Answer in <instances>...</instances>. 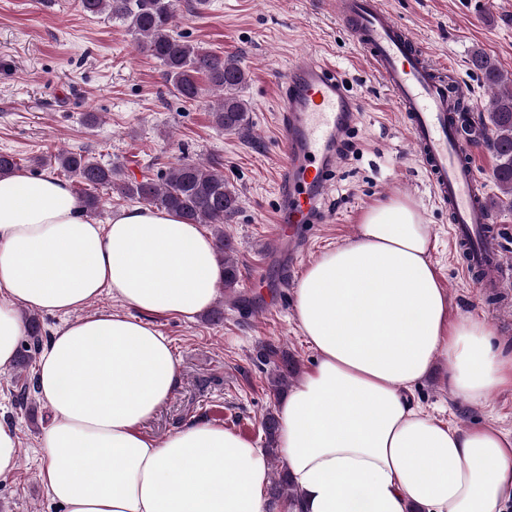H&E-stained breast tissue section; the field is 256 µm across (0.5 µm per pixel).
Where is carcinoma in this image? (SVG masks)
I'll list each match as a JSON object with an SVG mask.
<instances>
[{
	"label": "carcinoma",
	"instance_id": "cac0c4a2",
	"mask_svg": "<svg viewBox=\"0 0 512 512\" xmlns=\"http://www.w3.org/2000/svg\"><path fill=\"white\" fill-rule=\"evenodd\" d=\"M78 7L88 17L106 15L126 26L137 48L163 68L178 97L198 102L211 93L214 99L207 101V106L217 127L226 131L245 129L249 106L239 92L247 83V71L237 57L200 48L175 33L173 0H78ZM471 66L491 91L490 148L497 161L494 181L501 193L499 202L512 208V84L507 83V76L491 57L481 51L473 54ZM54 161L69 177L93 190L113 187L128 199L167 209L191 224L218 225L216 248L224 267V288H234L237 266L227 253L230 246L220 224L238 210L239 196L224 180V172L212 165L182 160L156 179L144 177L137 181L123 178L117 167L80 152H61ZM267 357L278 359L273 390L287 388L298 375L297 365L272 347L267 349ZM278 425V418L271 413L262 421L270 454L275 453ZM282 495L294 498L295 488L281 472L271 497L277 499Z\"/></svg>",
	"mask_w": 512,
	"mask_h": 512
}]
</instances>
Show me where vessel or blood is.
Here are the masks:
<instances>
[{"mask_svg":"<svg viewBox=\"0 0 512 512\" xmlns=\"http://www.w3.org/2000/svg\"><path fill=\"white\" fill-rule=\"evenodd\" d=\"M336 12L406 122L433 201L448 211L463 274L483 290L512 284V261L477 179L475 141L461 133L453 110L467 97L465 84L447 80L379 0H336ZM277 107L283 163L275 185L272 242L299 251L307 225L322 221L337 148L354 129L357 109L332 66L306 56L295 57L280 71Z\"/></svg>","mask_w":512,"mask_h":512,"instance_id":"b4317fda","label":"vessel or blood"}]
</instances>
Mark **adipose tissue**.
Here are the masks:
<instances>
[{
  "label": "adipose tissue",
  "instance_id": "1",
  "mask_svg": "<svg viewBox=\"0 0 512 512\" xmlns=\"http://www.w3.org/2000/svg\"><path fill=\"white\" fill-rule=\"evenodd\" d=\"M430 248V226L395 196L299 280L294 317L317 358L279 404L299 492L279 512L512 507V436L433 420L410 400L440 359L464 403L512 386L492 324L449 321ZM222 277L213 240L172 212L132 206L99 224L52 176L0 179V369L24 334L18 306L62 317L36 386L52 414L39 477L64 512H268L269 466L250 439L202 420L161 442L144 431L179 374L150 316L205 311ZM105 293L121 310L87 313Z\"/></svg>",
  "mask_w": 512,
  "mask_h": 512
}]
</instances>
